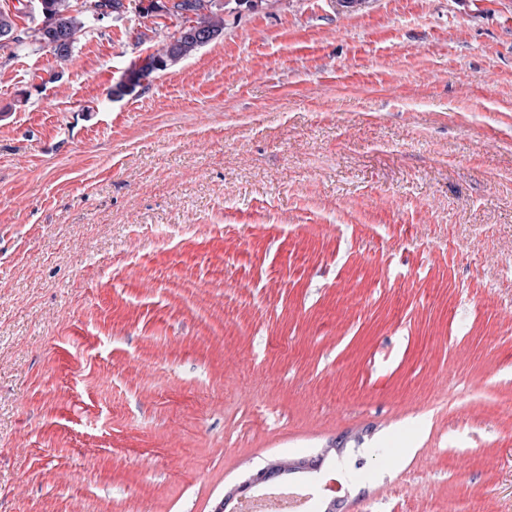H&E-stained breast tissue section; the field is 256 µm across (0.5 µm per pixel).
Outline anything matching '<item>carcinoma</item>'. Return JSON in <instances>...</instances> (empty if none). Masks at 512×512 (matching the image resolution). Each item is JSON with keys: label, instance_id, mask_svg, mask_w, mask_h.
<instances>
[{"label": "carcinoma", "instance_id": "1", "mask_svg": "<svg viewBox=\"0 0 512 512\" xmlns=\"http://www.w3.org/2000/svg\"><path fill=\"white\" fill-rule=\"evenodd\" d=\"M75 2L76 0H38L41 23L20 32L17 31L14 21L19 9L12 10L8 5H1L0 41L9 40L18 45L29 41L41 48L49 47L56 61L61 65L65 64L72 57L77 33L95 20L98 11L112 14L123 8V0H86L80 8L76 7ZM158 12L178 16L184 19V25L177 38L147 56L149 66L156 73L169 69L224 36V16L218 13L215 0H172L169 6L159 0H149V5L140 9L145 17ZM142 76L143 69L139 64H132L126 71L125 80L111 88L110 95H127V84L141 86Z\"/></svg>", "mask_w": 512, "mask_h": 512}]
</instances>
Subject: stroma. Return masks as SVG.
I'll list each match as a JSON object with an SVG mask.
<instances>
[{"label": "stroma", "mask_w": 512, "mask_h": 512, "mask_svg": "<svg viewBox=\"0 0 512 512\" xmlns=\"http://www.w3.org/2000/svg\"><path fill=\"white\" fill-rule=\"evenodd\" d=\"M138 2L0 43V512H512V0H215L112 97ZM148 2L147 7L140 9L142 17L166 12L184 19L179 36L145 58L150 61L153 73L169 69L224 36V16L218 13L220 9L216 8L214 0H172L169 7L158 0ZM267 478H268V472H267L266 468H263V469L259 470L257 473H255L249 479V481L246 482L240 488L241 491L247 490L248 488H250L253 485H256V484H259V483H261V484L255 486L253 489H251V491L249 493L245 494V495H248V496L245 497L244 499H242V498L237 499L235 504H234V506L238 508L239 503L241 501L257 498V497L261 496L262 494H264V493H266V492H268V491H270L272 489H275V488H281V487L291 488V487H296V488H309V489H313V490L316 491L315 495L307 502V506H306V507H309L310 509H312L315 500L322 494V492L324 490H328V489H322L317 484H288V483H285V482L281 483V481H277V480H273V481H269V482L263 483Z\"/></svg>", "instance_id": "obj_1"}]
</instances>
